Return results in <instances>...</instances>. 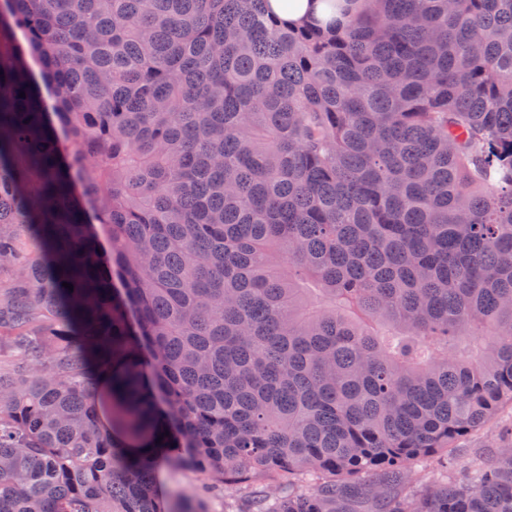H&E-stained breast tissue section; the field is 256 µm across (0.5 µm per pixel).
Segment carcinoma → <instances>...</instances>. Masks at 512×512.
I'll list each match as a JSON object with an SVG mask.
<instances>
[{
	"label": "carcinoma",
	"mask_w": 512,
	"mask_h": 512,
	"mask_svg": "<svg viewBox=\"0 0 512 512\" xmlns=\"http://www.w3.org/2000/svg\"><path fill=\"white\" fill-rule=\"evenodd\" d=\"M266 2L0 0V512H358L512 404V0ZM268 7L288 22H298L306 18L323 24L334 20L344 23L346 20V15L332 8L326 0H268ZM160 482L165 494H179L196 498V492L203 483V477L195 472L177 471L164 467L160 473ZM245 495L235 488H228L224 494L211 497L204 505L208 512H224V501L231 511L246 510Z\"/></svg>",
	"instance_id": "obj_1"
}]
</instances>
